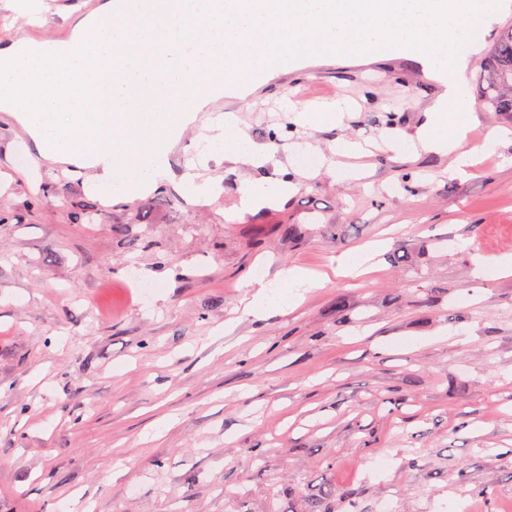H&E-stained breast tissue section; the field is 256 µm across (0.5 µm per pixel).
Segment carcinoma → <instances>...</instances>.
Returning a JSON list of instances; mask_svg holds the SVG:
<instances>
[{
  "label": "carcinoma",
  "instance_id": "obj_1",
  "mask_svg": "<svg viewBox=\"0 0 512 512\" xmlns=\"http://www.w3.org/2000/svg\"><path fill=\"white\" fill-rule=\"evenodd\" d=\"M479 66L485 84L483 102L496 112H512V27L499 32Z\"/></svg>",
  "mask_w": 512,
  "mask_h": 512
}]
</instances>
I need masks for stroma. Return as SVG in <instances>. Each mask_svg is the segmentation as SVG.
<instances>
[{
  "label": "stroma",
  "mask_w": 512,
  "mask_h": 512,
  "mask_svg": "<svg viewBox=\"0 0 512 512\" xmlns=\"http://www.w3.org/2000/svg\"><path fill=\"white\" fill-rule=\"evenodd\" d=\"M81 14L44 7L26 35L64 38ZM437 91L405 60L297 62L213 100L206 122L234 113L293 177L338 139L374 146L345 161L368 181L322 174L238 217L242 181L274 169L199 154L204 132L170 167L216 178L212 204L170 187L109 203L92 171L33 165L0 112V512H512V275L474 263L512 254V112L480 110L509 136L451 179L448 156L401 154ZM340 95L352 111L315 128L279 105ZM375 241L363 276L335 273ZM289 267L325 281L240 312L253 269Z\"/></svg>",
  "instance_id": "1"
}]
</instances>
